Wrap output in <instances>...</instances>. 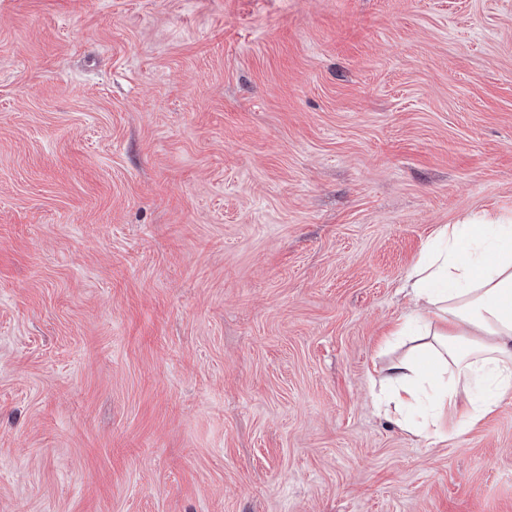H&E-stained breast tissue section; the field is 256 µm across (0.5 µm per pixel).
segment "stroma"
I'll list each match as a JSON object with an SVG mask.
<instances>
[{
	"instance_id": "obj_1",
	"label": "stroma",
	"mask_w": 512,
	"mask_h": 512,
	"mask_svg": "<svg viewBox=\"0 0 512 512\" xmlns=\"http://www.w3.org/2000/svg\"><path fill=\"white\" fill-rule=\"evenodd\" d=\"M512 213V0H0V512H512V399L372 375Z\"/></svg>"
}]
</instances>
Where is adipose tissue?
I'll return each mask as SVG.
<instances>
[{"mask_svg":"<svg viewBox=\"0 0 512 512\" xmlns=\"http://www.w3.org/2000/svg\"><path fill=\"white\" fill-rule=\"evenodd\" d=\"M402 290L415 308L390 333L416 343L377 370L376 410L424 438L478 427L512 397V214L439 227Z\"/></svg>","mask_w":512,"mask_h":512,"instance_id":"adipose-tissue-1","label":"adipose tissue"}]
</instances>
